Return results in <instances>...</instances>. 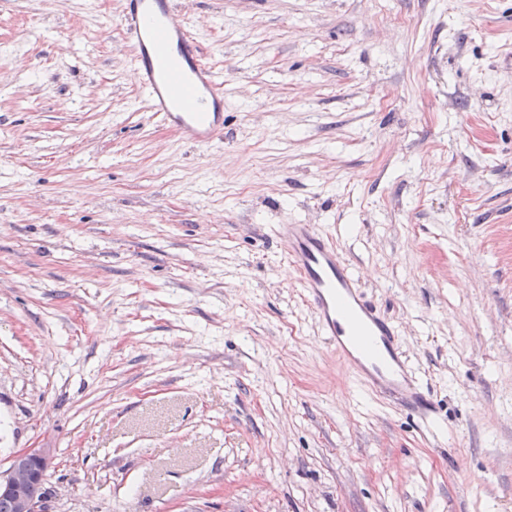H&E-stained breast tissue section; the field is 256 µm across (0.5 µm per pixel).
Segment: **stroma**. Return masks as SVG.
Here are the masks:
<instances>
[{
    "label": "stroma",
    "instance_id": "1",
    "mask_svg": "<svg viewBox=\"0 0 512 512\" xmlns=\"http://www.w3.org/2000/svg\"><path fill=\"white\" fill-rule=\"evenodd\" d=\"M224 136L150 111L123 0L0 10V465L50 512H512V0H175ZM395 318L434 430L321 335L281 224ZM53 457V448L32 446L16 452L6 469L0 468V512L47 511L40 487Z\"/></svg>",
    "mask_w": 512,
    "mask_h": 512
}]
</instances>
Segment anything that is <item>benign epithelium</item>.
I'll use <instances>...</instances> for the list:
<instances>
[{"label": "benign epithelium", "instance_id": "obj_1", "mask_svg": "<svg viewBox=\"0 0 512 512\" xmlns=\"http://www.w3.org/2000/svg\"><path fill=\"white\" fill-rule=\"evenodd\" d=\"M54 457V449L32 446L16 452L7 468H0V497L11 499L15 512H47L40 487Z\"/></svg>", "mask_w": 512, "mask_h": 512}]
</instances>
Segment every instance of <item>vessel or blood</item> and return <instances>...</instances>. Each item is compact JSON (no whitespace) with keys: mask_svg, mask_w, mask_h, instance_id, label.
I'll return each instance as SVG.
<instances>
[{"mask_svg":"<svg viewBox=\"0 0 512 512\" xmlns=\"http://www.w3.org/2000/svg\"><path fill=\"white\" fill-rule=\"evenodd\" d=\"M122 22L152 112L185 142L206 147L222 137L224 82L202 63L174 0H125ZM278 234L321 333L354 377L432 424L435 403L411 367L399 324L368 298L338 243L311 224H282Z\"/></svg>","mask_w":512,"mask_h":512,"instance_id":"b4317fda","label":"vessel or blood"}]
</instances>
